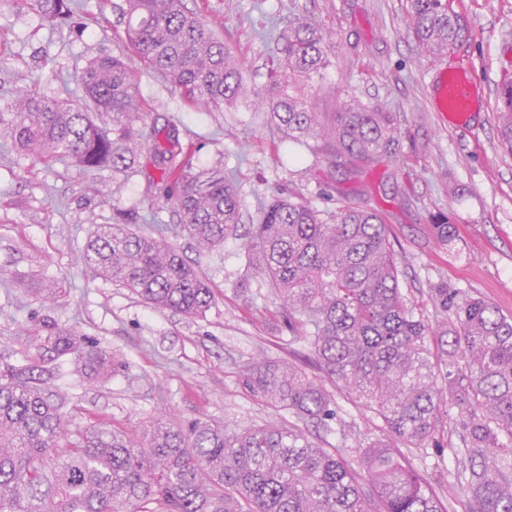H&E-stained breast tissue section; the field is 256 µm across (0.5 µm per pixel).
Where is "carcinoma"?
Here are the masks:
<instances>
[{"label":"carcinoma","mask_w":512,"mask_h":512,"mask_svg":"<svg viewBox=\"0 0 512 512\" xmlns=\"http://www.w3.org/2000/svg\"><path fill=\"white\" fill-rule=\"evenodd\" d=\"M58 24L73 0H15ZM122 39L143 64L192 105L249 100L266 105L297 143L331 139V150L355 162L392 156L389 113L343 105L325 129L307 102L288 93V79L319 77L327 42L297 17L281 36L273 81L252 89L242 65L184 0H123ZM419 44L441 55L457 43L448 0H410ZM85 107L18 91L0 127L16 146L47 162L79 168L131 169L141 146L144 109L135 73L120 55L89 61L78 75ZM501 143L512 148V79L498 91ZM178 142L156 151L180 230L212 251L236 234L241 199L224 169L194 167ZM130 224H100L82 260L94 274L145 304L203 318L214 293L206 278L164 239ZM246 261L280 302L282 323L311 349L323 375L370 401L382 435L357 442L358 466L324 448L279 416L242 430L201 418L158 416L139 433L103 424L70 427L66 397L53 370L0 365V512H448L401 448L439 446L447 402L473 408L463 423L467 472L459 484L467 512H512V315L448 287L432 290L433 323L416 315L399 286L398 258L379 213L343 205L325 219L306 201L275 199L247 231ZM47 349L73 355L90 381L116 369L97 342L43 320ZM244 383L275 411L301 420L336 421L334 400L317 380L260 354Z\"/></svg>","instance_id":"carcinoma-1"}]
</instances>
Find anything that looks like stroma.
I'll return each mask as SVG.
<instances>
[{
    "mask_svg": "<svg viewBox=\"0 0 512 512\" xmlns=\"http://www.w3.org/2000/svg\"><path fill=\"white\" fill-rule=\"evenodd\" d=\"M119 0H77L71 25L0 0V112L11 109L13 88L32 86L48 98L77 99L76 74L91 59L125 55L136 72L147 108L142 125L149 143L176 133L193 166H223L242 203L243 224L258 220L274 196L302 198L322 213L342 198L371 207L393 233L402 270L400 285L417 314L433 320L430 291L445 285L512 314V153L499 143L494 108L505 75L512 74V0H450L469 34L452 53L431 56L411 28L407 0H185L241 61L249 86L269 83V57L295 17L310 19L330 41L322 80L291 82L323 123L349 100L391 113L398 146L391 157L350 169L322 141L288 142L269 112L246 104L191 107L162 77L143 69L119 35ZM465 62L474 70L489 111L467 127L446 122L430 87L437 75ZM148 148L137 152L131 175L45 163L16 148L0 129V357L56 367L57 386L69 397L72 426L102 420L134 430L152 417L175 413L232 428L259 426L274 412L243 384L259 353L302 361L304 343L291 340L279 320V302L265 277L248 268L243 236L223 250H198L177 230L165 199L166 183ZM165 224L167 241L208 278L215 294L203 318L151 308L124 288L95 276L82 261L88 236L116 219ZM448 220L449 243L433 222ZM55 290L54 301L38 296ZM266 296L249 308L246 292ZM97 340L120 362L112 377L92 383L78 376L73 357L53 358L34 335L43 317ZM339 416L354 427L344 438L314 422L301 429L324 447L352 455L356 438H375L382 425L366 399L327 383ZM466 408L452 405L439 447L427 448L419 469L451 512H465L454 494L465 457L461 424Z\"/></svg>",
    "mask_w": 512,
    "mask_h": 512,
    "instance_id": "stroma-1",
    "label": "stroma"
}]
</instances>
